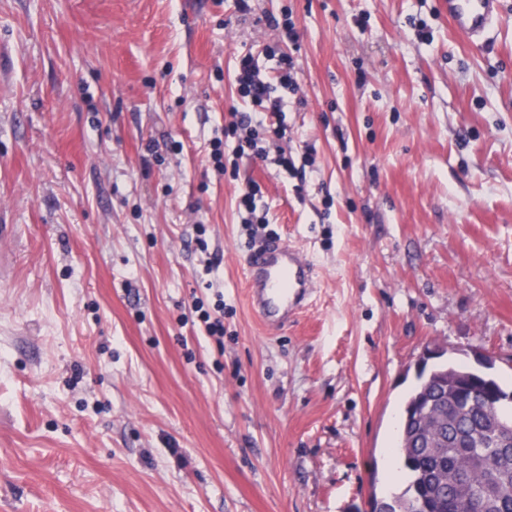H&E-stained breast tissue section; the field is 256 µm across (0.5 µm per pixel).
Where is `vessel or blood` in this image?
<instances>
[{"mask_svg":"<svg viewBox=\"0 0 512 512\" xmlns=\"http://www.w3.org/2000/svg\"><path fill=\"white\" fill-rule=\"evenodd\" d=\"M453 28L480 41L500 15V0H445ZM246 288L249 302L265 326L276 330L303 309L315 287V267L288 243L271 240L248 256Z\"/></svg>","mask_w":512,"mask_h":512,"instance_id":"1","label":"vessel or blood"}]
</instances>
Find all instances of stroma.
Returning a JSON list of instances; mask_svg holds the SVG:
<instances>
[{
	"mask_svg": "<svg viewBox=\"0 0 512 512\" xmlns=\"http://www.w3.org/2000/svg\"><path fill=\"white\" fill-rule=\"evenodd\" d=\"M274 45L286 133L239 157ZM0 224V512H366L426 349L512 391V0L482 46L444 0H0ZM278 238L316 287L268 331ZM237 85L240 96L250 103L255 112H239L237 121L224 129L225 137L235 138L238 131L248 130L250 135L257 136V128L265 127L264 122L283 112L281 96H276V90L271 83L263 79L251 56H243L239 60ZM252 114H263L257 120ZM245 267L253 310L267 327H288L314 290V265L288 243L271 240L251 251Z\"/></svg>",
	"mask_w": 512,
	"mask_h": 512,
	"instance_id": "stroma-1",
	"label": "stroma"
}]
</instances>
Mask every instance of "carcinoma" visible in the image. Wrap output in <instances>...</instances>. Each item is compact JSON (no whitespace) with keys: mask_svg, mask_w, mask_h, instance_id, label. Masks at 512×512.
Returning a JSON list of instances; mask_svg holds the SVG:
<instances>
[{"mask_svg":"<svg viewBox=\"0 0 512 512\" xmlns=\"http://www.w3.org/2000/svg\"><path fill=\"white\" fill-rule=\"evenodd\" d=\"M470 371L447 361L416 379L405 406L430 408L402 422L407 482L380 500L383 512H512V405L491 408L479 389L456 395L448 377Z\"/></svg>","mask_w":512,"mask_h":512,"instance_id":"1","label":"carcinoma"}]
</instances>
